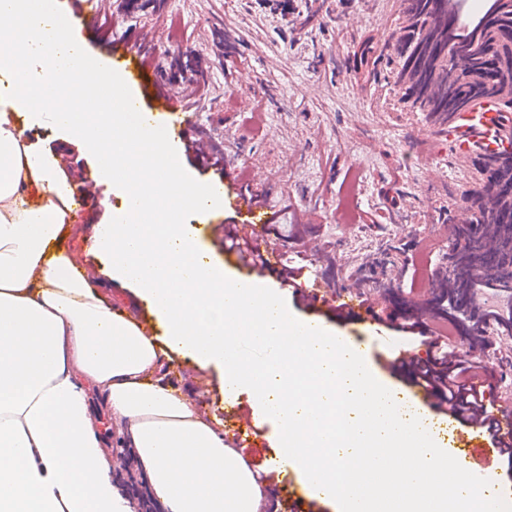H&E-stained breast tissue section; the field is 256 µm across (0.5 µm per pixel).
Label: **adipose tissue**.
I'll return each mask as SVG.
<instances>
[{"mask_svg": "<svg viewBox=\"0 0 512 512\" xmlns=\"http://www.w3.org/2000/svg\"><path fill=\"white\" fill-rule=\"evenodd\" d=\"M27 100L11 82L10 57L0 58V512H137L113 479L95 392L168 512H265L266 482L189 396L165 384L177 356L223 365L222 392L252 385L280 426L281 466L301 471L322 501L356 512H448L444 498L422 504V478L458 471L455 454L334 329L308 333L279 289L244 286L198 257L149 261L131 222L102 224L87 254L109 258L114 279L153 308L157 326L121 315L60 244L76 216L73 188L6 112ZM235 316L277 337L280 361L244 365L231 351ZM308 353L334 423L313 444L300 433L315 414L288 391L282 368ZM326 448L334 466L323 463ZM374 448L405 457L408 469L376 497L363 481Z\"/></svg>", "mask_w": 512, "mask_h": 512, "instance_id": "1", "label": "adipose tissue"}]
</instances>
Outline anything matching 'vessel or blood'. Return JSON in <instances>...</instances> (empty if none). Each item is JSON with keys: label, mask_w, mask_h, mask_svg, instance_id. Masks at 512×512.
Returning a JSON list of instances; mask_svg holds the SVG:
<instances>
[{"label": "vessel or blood", "mask_w": 512, "mask_h": 512, "mask_svg": "<svg viewBox=\"0 0 512 512\" xmlns=\"http://www.w3.org/2000/svg\"><path fill=\"white\" fill-rule=\"evenodd\" d=\"M98 48L109 58L112 65L120 70L133 92L136 107L146 123L164 119L174 139L180 141L186 152L196 159L206 160L211 150L196 139L197 119L194 112L184 107L182 99L185 87L173 85L159 79L151 57L145 51L143 42L136 39L110 42L100 41ZM505 119L496 103L485 102L470 112L459 113L448 129V139L462 155L471 154L476 147L484 145L496 148L498 141L493 132ZM210 184L215 188L224 205L233 209L239 217L237 228L251 244L260 249L263 260L252 266L242 263L240 257L231 251L225 252L224 262L239 267L245 285L255 284L267 277H280L282 268L278 261L280 246L273 238L271 213L257 199L256 195L243 192L238 180L227 169L220 166L210 171ZM301 306L310 311L313 320L350 317L358 318L377 329L379 322L369 300L348 297L341 291H331L321 279H314L298 295ZM411 359L407 351L395 350L386 365L396 383L405 392L408 402L434 407L436 400L428 390L419 386L404 368ZM230 418L235 424L234 445L249 448L254 444L257 429L251 419L239 407H232ZM443 420L451 429V443L464 471L471 475H486L489 460L512 450V411L504 409L494 413L493 427H486L482 420H463L452 411L442 413Z\"/></svg>", "instance_id": "1"}]
</instances>
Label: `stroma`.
Returning <instances> with one entry per match:
<instances>
[{
	"mask_svg": "<svg viewBox=\"0 0 512 512\" xmlns=\"http://www.w3.org/2000/svg\"><path fill=\"white\" fill-rule=\"evenodd\" d=\"M99 30L88 31L89 46L101 35L121 41L151 33L159 48L156 69L171 81L174 52L187 53L190 69L180 83L197 85L184 99L195 112L198 131L224 148V162L250 176L254 191L284 207L290 225L281 262L305 254L303 242L318 239L321 249L308 256L312 276L331 289L372 293L380 316L402 321L416 291L415 268L426 258L431 275L442 270L451 244L450 212L467 177L468 166L445 137L424 125L419 113L401 111L384 80L357 64L365 43H384L398 18L399 0H91ZM39 149L63 157L72 184L88 194L78 222L64 244L82 255L87 274L100 282L113 306L137 302L131 289L111 277L108 263L83 255L84 241L97 225L112 223L123 208L124 192L98 183L99 165L76 136L42 122L28 131ZM218 210L206 223L189 217L192 248L224 261V241L215 227L232 218ZM398 247L403 281L398 296L376 287L372 276L388 247ZM364 269L358 284L337 278L338 269ZM388 347L369 339L363 325L349 320L338 335L358 340L371 367H379L390 346L426 358L428 347L405 341L383 326ZM481 361L496 382L487 392L490 410L512 399V354L499 353L488 333ZM223 372H200L176 359L168 381L196 402L201 412L223 413L219 393ZM260 435L243 454L269 485L268 512H281L278 489H306L293 472L269 474L267 459L280 443L277 424L257 405L252 388L236 397Z\"/></svg>",
	"mask_w": 512,
	"mask_h": 512,
	"instance_id": "1",
	"label": "stroma"
}]
</instances>
